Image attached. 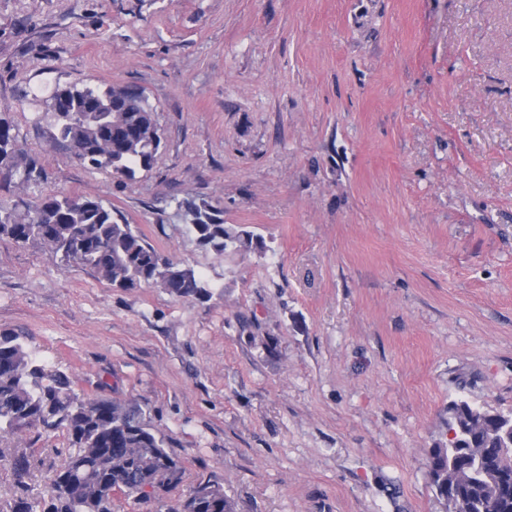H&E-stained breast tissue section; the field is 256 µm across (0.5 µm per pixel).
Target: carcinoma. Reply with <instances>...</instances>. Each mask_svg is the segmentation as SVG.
<instances>
[{
	"label": "carcinoma",
	"instance_id": "carcinoma-1",
	"mask_svg": "<svg viewBox=\"0 0 512 512\" xmlns=\"http://www.w3.org/2000/svg\"><path fill=\"white\" fill-rule=\"evenodd\" d=\"M45 113L54 146L91 170L131 178L150 170L161 142L153 141L155 114L138 88L58 87ZM44 168L22 156L14 127L0 119V184L25 190L40 184ZM197 241L217 253L242 242L224 224L223 210L186 199ZM0 235L21 246L37 245L68 266L89 268L114 288L159 285L177 297H205L208 284L189 265L163 257L102 200L77 193H49L36 200L0 201ZM37 427L62 432L67 448L53 469L49 494L31 485L25 453L5 454L20 496L13 512H112L116 489L135 501L162 500L181 480L180 458L146 421L142 407L85 396L67 373L28 351L19 336L0 331V436ZM448 446L433 449L432 482L451 505L448 512H512V415L466 401L448 406ZM170 512H235L224 485L198 482Z\"/></svg>",
	"mask_w": 512,
	"mask_h": 512
}]
</instances>
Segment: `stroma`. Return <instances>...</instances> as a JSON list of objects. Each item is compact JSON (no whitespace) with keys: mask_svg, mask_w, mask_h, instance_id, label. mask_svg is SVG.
<instances>
[{"mask_svg":"<svg viewBox=\"0 0 512 512\" xmlns=\"http://www.w3.org/2000/svg\"><path fill=\"white\" fill-rule=\"evenodd\" d=\"M133 85L151 170L52 147L56 87ZM0 118L46 171L26 199L100 198L207 297L121 289L0 236V330L132 400L236 512H446L448 407L512 413V0H0ZM248 248L202 247L178 201ZM64 436L26 450L47 490Z\"/></svg>","mask_w":512,"mask_h":512,"instance_id":"1","label":"stroma"}]
</instances>
